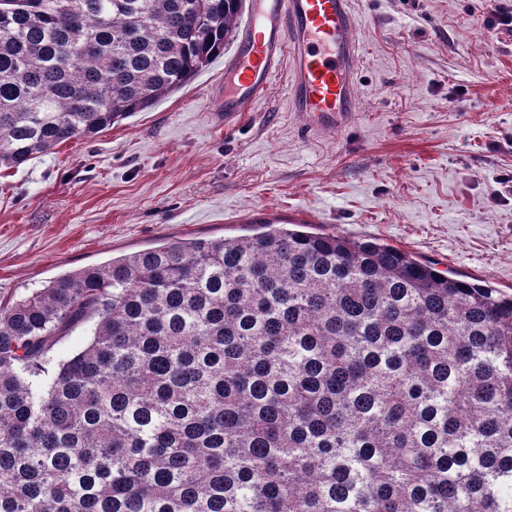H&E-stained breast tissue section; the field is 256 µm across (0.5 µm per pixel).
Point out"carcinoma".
<instances>
[{
	"label": "carcinoma",
	"mask_w": 512,
	"mask_h": 512,
	"mask_svg": "<svg viewBox=\"0 0 512 512\" xmlns=\"http://www.w3.org/2000/svg\"><path fill=\"white\" fill-rule=\"evenodd\" d=\"M243 8L0 0V169L154 106ZM0 512H512V293L265 221L0 301Z\"/></svg>",
	"instance_id": "obj_1"
}]
</instances>
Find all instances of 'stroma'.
Segmentation results:
<instances>
[{"instance_id":"obj_1","label":"stroma","mask_w":512,"mask_h":512,"mask_svg":"<svg viewBox=\"0 0 512 512\" xmlns=\"http://www.w3.org/2000/svg\"><path fill=\"white\" fill-rule=\"evenodd\" d=\"M487 0H352L359 110L315 131L286 76L216 122L223 59L153 107L0 171V297L272 214L512 291V33ZM494 6L488 11L482 25L489 30H506L512 32V6L503 1L494 0Z\"/></svg>"}]
</instances>
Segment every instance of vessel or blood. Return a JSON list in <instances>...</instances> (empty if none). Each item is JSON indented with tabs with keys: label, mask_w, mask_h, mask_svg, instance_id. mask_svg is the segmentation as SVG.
<instances>
[{
	"label": "vessel or blood",
	"mask_w": 512,
	"mask_h": 512,
	"mask_svg": "<svg viewBox=\"0 0 512 512\" xmlns=\"http://www.w3.org/2000/svg\"><path fill=\"white\" fill-rule=\"evenodd\" d=\"M224 64L225 122L242 116L288 71L287 105L311 129L343 126L358 109L359 28L351 0H249Z\"/></svg>",
	"instance_id": "b4317fda"
}]
</instances>
